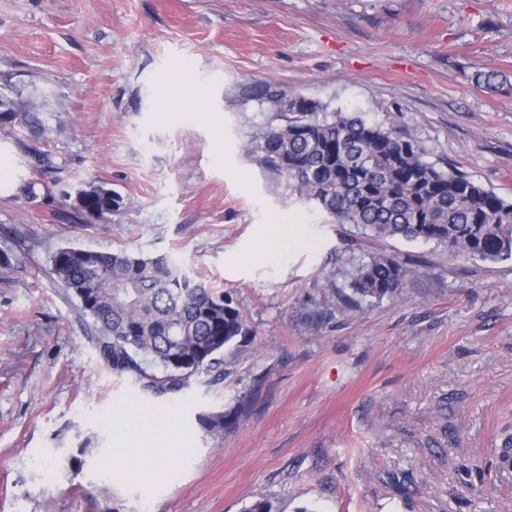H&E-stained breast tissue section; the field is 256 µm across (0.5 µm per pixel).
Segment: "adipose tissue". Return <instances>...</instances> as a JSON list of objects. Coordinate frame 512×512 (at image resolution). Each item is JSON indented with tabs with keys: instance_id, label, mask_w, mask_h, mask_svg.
<instances>
[{
	"instance_id": "obj_1",
	"label": "adipose tissue",
	"mask_w": 512,
	"mask_h": 512,
	"mask_svg": "<svg viewBox=\"0 0 512 512\" xmlns=\"http://www.w3.org/2000/svg\"><path fill=\"white\" fill-rule=\"evenodd\" d=\"M164 417L161 411L139 412L125 407L114 411L112 424L117 435L113 457L134 471L145 462L158 460L162 449L172 447L177 433L172 425L157 431L156 425Z\"/></svg>"
}]
</instances>
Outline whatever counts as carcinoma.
<instances>
[{"mask_svg": "<svg viewBox=\"0 0 512 512\" xmlns=\"http://www.w3.org/2000/svg\"><path fill=\"white\" fill-rule=\"evenodd\" d=\"M474 80L489 91L503 85L494 70L479 71ZM247 96L283 120L269 126L253 151L271 174L316 201L332 223L352 224L375 238L435 242L454 255L512 259V201L462 172L437 169L411 137L328 112L304 97L296 110L278 109L273 102L287 94L270 84ZM2 106L0 130L40 125L37 105L25 104V112L13 101L0 100ZM51 201L71 206L80 219L123 205L118 193L95 183L63 189ZM410 265L384 253L353 260L343 273L344 302L360 308L394 296L406 285ZM53 266L63 288L92 317L103 362L155 396L178 393L203 373L226 374L225 351L253 334L230 293L196 280L168 255L65 247ZM198 422L212 435L231 425L222 412L202 414Z\"/></svg>", "mask_w": 512, "mask_h": 512, "instance_id": "obj_1", "label": "carcinoma"}]
</instances>
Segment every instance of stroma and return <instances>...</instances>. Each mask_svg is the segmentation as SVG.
I'll return each instance as SVG.
<instances>
[{
    "instance_id": "1",
    "label": "stroma",
    "mask_w": 512,
    "mask_h": 512,
    "mask_svg": "<svg viewBox=\"0 0 512 512\" xmlns=\"http://www.w3.org/2000/svg\"><path fill=\"white\" fill-rule=\"evenodd\" d=\"M479 70L508 82L480 89ZM268 82L512 201V0H0V93L42 103L44 125L0 136L18 183L0 194V512H512V260L329 223L249 149L275 117L246 90ZM176 93L185 111H165ZM56 182L106 183L123 205L79 221L45 200ZM276 216L308 242L270 262L252 245ZM65 246L173 256L254 334L226 377L143 393L58 282ZM376 252L419 265L346 308L342 269ZM120 406L176 415L162 471L104 472ZM208 412L233 416L222 437Z\"/></svg>"
}]
</instances>
